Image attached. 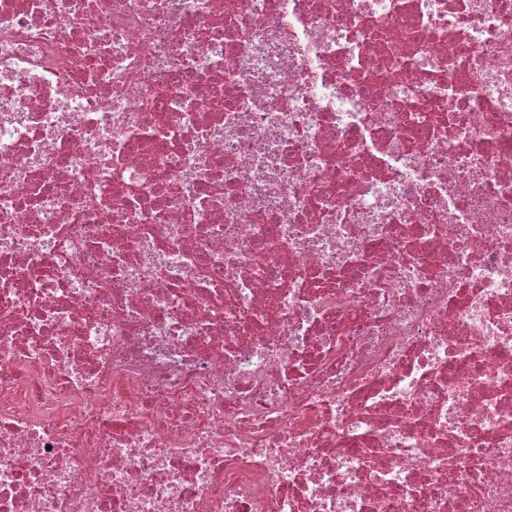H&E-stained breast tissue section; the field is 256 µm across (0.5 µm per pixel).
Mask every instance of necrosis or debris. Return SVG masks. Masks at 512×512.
<instances>
[{
  "label": "necrosis or debris",
  "mask_w": 512,
  "mask_h": 512,
  "mask_svg": "<svg viewBox=\"0 0 512 512\" xmlns=\"http://www.w3.org/2000/svg\"><path fill=\"white\" fill-rule=\"evenodd\" d=\"M0 512H512V0H0Z\"/></svg>",
  "instance_id": "obj_1"
}]
</instances>
